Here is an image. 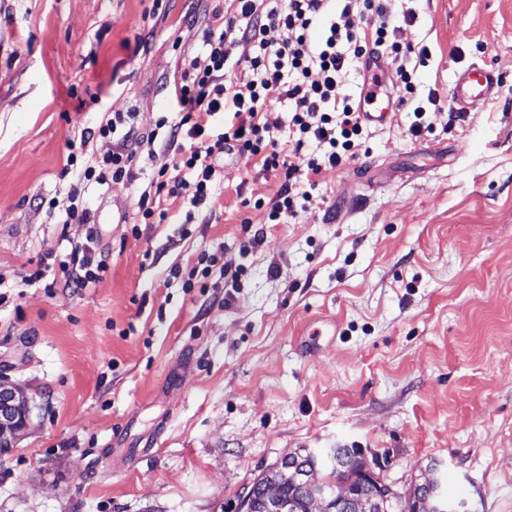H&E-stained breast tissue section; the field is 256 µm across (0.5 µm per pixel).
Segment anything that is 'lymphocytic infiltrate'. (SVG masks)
<instances>
[{"instance_id":"obj_1","label":"lymphocytic infiltrate","mask_w":512,"mask_h":512,"mask_svg":"<svg viewBox=\"0 0 512 512\" xmlns=\"http://www.w3.org/2000/svg\"><path fill=\"white\" fill-rule=\"evenodd\" d=\"M386 0H229L215 11L214 23L202 36V50L184 63L172 99L178 121L160 116L157 127L169 128L167 148L173 162L156 173V190L177 197L183 175L194 180L190 207L202 209L212 200L217 184V159L237 151L245 159H260L265 170L281 172L282 185L268 214L269 220L293 214L301 185H316L318 175L353 158L364 128L359 104L347 92L346 77L373 51L386 54L401 77L406 104L414 93L406 63L409 49L398 40L399 25L384 23L365 34L359 23L368 12L386 13ZM273 29L286 31L279 42L269 40ZM252 42L253 55L238 57L240 41ZM251 73L241 81L239 71ZM282 102L289 103L295 129V151L308 143L317 150L300 163L288 162L272 137L266 118ZM222 130L214 132L213 119ZM137 113L116 112L102 122L97 134L115 138L111 153L93 162L82 149L67 156L65 173H78L100 186L135 178V153L129 141L137 136Z\"/></svg>"}]
</instances>
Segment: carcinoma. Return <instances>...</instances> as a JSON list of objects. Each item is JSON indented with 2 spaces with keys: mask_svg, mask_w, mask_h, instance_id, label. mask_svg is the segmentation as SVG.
I'll list each match as a JSON object with an SVG mask.
<instances>
[{
  "mask_svg": "<svg viewBox=\"0 0 512 512\" xmlns=\"http://www.w3.org/2000/svg\"><path fill=\"white\" fill-rule=\"evenodd\" d=\"M325 471L321 484L343 487L345 499L330 497L325 512H395L401 493L381 483L365 461L359 448H332L320 455L314 451L290 454L281 459L271 473L254 479L243 490L241 506L245 512H272L270 491H275L287 505V512H311L315 488L307 484V476ZM439 488L424 481L413 489V512H444Z\"/></svg>",
  "mask_w": 512,
  "mask_h": 512,
  "instance_id": "cac0c4a2",
  "label": "carcinoma"
}]
</instances>
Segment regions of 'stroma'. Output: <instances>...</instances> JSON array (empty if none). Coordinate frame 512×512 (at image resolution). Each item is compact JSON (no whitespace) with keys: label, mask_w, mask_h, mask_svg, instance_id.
<instances>
[{"label":"stroma","mask_w":512,"mask_h":512,"mask_svg":"<svg viewBox=\"0 0 512 512\" xmlns=\"http://www.w3.org/2000/svg\"><path fill=\"white\" fill-rule=\"evenodd\" d=\"M223 5L0 0V376L36 402L0 512H240L246 484L322 448L362 449L406 495L438 461L457 512H512V0H396L402 42L431 52L413 84L433 129L405 109L368 127L295 216L269 221L280 173L229 150L208 208L186 219L187 188L139 223L155 121ZM473 64L499 93L459 112ZM131 109L155 136L135 181L80 186L92 221L62 223L68 141ZM90 239L101 281L65 286L54 258ZM205 253V287L171 277Z\"/></svg>","instance_id":"stroma-1"}]
</instances>
